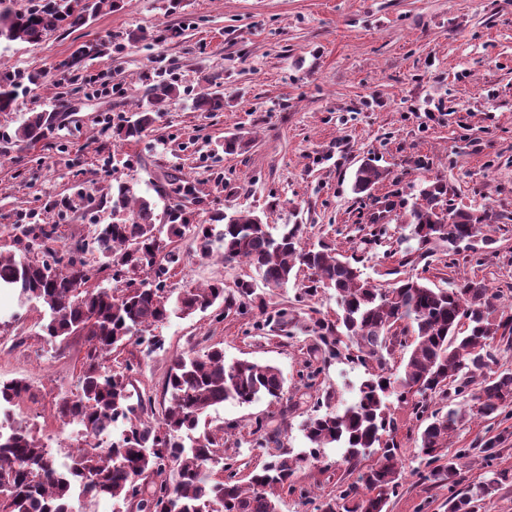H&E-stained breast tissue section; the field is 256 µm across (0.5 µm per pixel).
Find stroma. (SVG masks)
<instances>
[{"label": "stroma", "mask_w": 512, "mask_h": 512, "mask_svg": "<svg viewBox=\"0 0 512 512\" xmlns=\"http://www.w3.org/2000/svg\"><path fill=\"white\" fill-rule=\"evenodd\" d=\"M106 0L93 21L47 35L36 44L0 40V68L43 72L40 88L0 112V252L21 253L17 224H52L50 246L69 258L78 241H92L110 223L107 204L117 183L155 206L168 223L183 206L191 223L207 224L221 212L250 210L272 231L296 224L305 246L331 245L375 284L426 274L435 288L463 279L489 282L498 300L512 304V0ZM142 32L129 43L125 35ZM115 43L80 71L59 69L82 43ZM166 75L187 90L170 101L140 140L112 135V127L146 104V89ZM218 78L224 109L202 112L194 97ZM63 118L47 141L16 145L14 134L32 112ZM247 141L228 155L225 137ZM369 162L386 173L371 193L355 194V170ZM178 178V193L171 178ZM441 178L448 202L487 212L482 228L491 246L449 255L446 243L427 260H405L406 214L426 181ZM171 267L175 290L238 279L254 270L203 256L192 233ZM41 304L0 293V380L20 379L29 390L9 406L16 421L66 461L77 436L59 412L62 396L76 392L89 344L85 337L48 340ZM256 307L216 321L214 312L171 317L155 328L164 347L145 355L128 345L108 366L133 364L136 386L153 400L155 418L168 407L165 380L173 356L211 346L226 360L248 359L278 367L286 379L282 401L227 402L210 410L211 429L232 426L225 454L237 478L248 482L266 456L254 447L259 418L281 426L285 448L299 451L301 430L313 411L303 374L316 372V391H332L337 405L354 401L366 369L345 358L324 363L310 352L313 338H265ZM396 440L404 478L388 512H447V487H431L417 474L418 421L394 404ZM495 441L498 455L480 451ZM469 449L465 482L492 467L512 471V415L472 419L449 444ZM339 448L320 466L294 476L309 500L283 494L282 512H317L321 502L352 482Z\"/></svg>", "instance_id": "35a3bbf8"}]
</instances>
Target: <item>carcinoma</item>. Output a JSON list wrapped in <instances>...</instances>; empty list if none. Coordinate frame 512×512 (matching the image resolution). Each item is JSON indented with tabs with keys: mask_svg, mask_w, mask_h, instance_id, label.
<instances>
[{
	"mask_svg": "<svg viewBox=\"0 0 512 512\" xmlns=\"http://www.w3.org/2000/svg\"><path fill=\"white\" fill-rule=\"evenodd\" d=\"M104 2L37 0L30 9L16 11L0 0V40L37 43L50 32L84 25ZM105 48L103 43L81 44L60 67L75 71ZM41 79L37 71L23 80L1 69L0 112L14 111L19 97L39 86ZM179 95L176 83L155 81L146 107L136 119L116 125L112 135L139 140L155 115ZM195 105L204 112H219L224 95L205 92ZM59 118L57 112L31 113L17 129L16 142L38 144ZM383 177L377 166L362 164L354 173L352 190L365 193ZM447 195L442 181L428 182L405 217L410 237L422 249L421 259L434 242L478 237L487 220L484 211L448 204ZM109 203L112 223L100 228L94 244L112 268V280L125 283L122 289L86 287V265L75 257L64 265L29 257L31 250L53 240L52 224L16 227L26 240V253L0 255V286L14 288L20 299L35 300L49 310L43 325L49 338L79 335L90 343L78 390L62 398L59 410L66 423L93 437L81 447L69 448L70 464L61 468L53 449L32 429L1 418L0 479L8 478V484L0 489V512H69L77 487L87 497H108L113 505L126 507L116 512H167L170 500L177 512H279L283 492L296 491L295 473L319 460L322 449L335 447L345 449L350 471L357 476L339 495L325 498L320 512H387L401 479L397 443L386 444L372 465H358L380 444L383 432L395 431L391 399L413 388L420 400L412 403V413L425 423L419 434V476L454 489L448 512H478L479 502L509 482L507 472L490 469L479 482L464 486L459 463L463 454H448V441L473 416L492 420L512 408V371H491L495 343L512 345V312L496 303L485 281L465 279L455 288L440 289L411 277L382 288L331 248L303 246L297 224L275 236L253 212L236 211L215 217L213 224L196 225L202 254L218 249L224 263L249 265L267 288H284L306 270L309 275L299 298L310 299L322 289L335 291L336 320L310 315L302 321L286 305L268 309L248 280L237 281L232 291L214 282L173 293L166 275L170 266L180 263L181 253L167 248L161 234L169 240L180 238L185 225L170 224L162 230L151 202L135 199L124 183L112 191ZM256 299L264 315L259 327L276 337L304 330L314 338L315 353L332 359L344 348L352 352L351 359L375 368L348 405H333L332 393L316 397L314 414L302 425L310 444L306 451L293 453L281 444L280 429L255 422L256 444L267 449V458L244 486L236 480V460L224 455V436L199 429V423L226 401L249 405L280 398L285 379L277 367L248 359L228 363L221 348L178 355L166 378L170 408L162 421L155 422L148 417L151 397L140 392L129 375L133 365H126L127 373H117L105 366V356L130 343H148L150 354L162 348L160 337L146 339L143 333L173 314L206 312L217 303L240 313L246 302ZM462 311L469 313L465 325L460 324ZM400 335L411 336L412 342L405 349L403 369L393 374L387 371V356L400 344ZM477 377L480 387L473 392ZM27 391L22 380L0 381V402L10 403ZM436 397L448 400V411L442 415L428 411V400Z\"/></svg>",
	"mask_w": 512,
	"mask_h": 512,
	"instance_id": "cac0c4a2",
	"label": "carcinoma"
}]
</instances>
